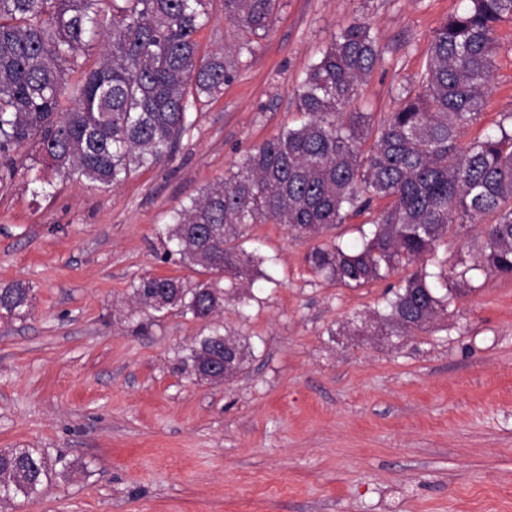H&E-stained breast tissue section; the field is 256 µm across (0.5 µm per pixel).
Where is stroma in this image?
<instances>
[{"label": "stroma", "instance_id": "35a3bbf8", "mask_svg": "<svg viewBox=\"0 0 512 512\" xmlns=\"http://www.w3.org/2000/svg\"><path fill=\"white\" fill-rule=\"evenodd\" d=\"M467 0H279L249 34L213 0L201 51L249 42L223 94L189 115L173 156L100 188L25 166L0 181V286L32 310L0 317V450L39 448L76 473L13 512H512V277L448 272V314L393 344L364 336L405 270L348 288L315 276L311 240L256 224L276 260L247 308L215 324L254 354L221 385L178 359L204 328L130 299L162 261L176 210L255 146L299 126L297 93L335 35L365 20L380 59L350 109L373 124L428 68L434 31ZM494 89L463 141L512 112V18L498 26ZM30 312V288L20 281L0 286V313L10 318L25 319Z\"/></svg>", "mask_w": 512, "mask_h": 512}]
</instances>
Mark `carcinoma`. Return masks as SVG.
Masks as SVG:
<instances>
[{
	"instance_id": "1",
	"label": "carcinoma",
	"mask_w": 512,
	"mask_h": 512,
	"mask_svg": "<svg viewBox=\"0 0 512 512\" xmlns=\"http://www.w3.org/2000/svg\"><path fill=\"white\" fill-rule=\"evenodd\" d=\"M209 0H0V164L11 172L34 145L61 179L100 187L124 181L133 168L169 158L202 99L221 93L234 60L225 51L199 54L196 33L209 21ZM224 17L249 33L269 28L277 0H223ZM512 17V0H468L434 32L429 64L404 89L400 109L377 128L348 107L380 58L369 25L357 20L312 65L297 95L306 120L254 147L223 181L209 185L162 231L165 256L205 275L201 280L146 277L135 302L164 292L167 309L210 322L230 296L245 305L255 276L272 257L244 248L254 224H284L319 239L349 216L384 200L370 233L355 244L317 243L311 271L349 288L410 266L385 315L364 321L374 335L414 336L448 313V275L419 267L439 245L480 226V252L490 273L512 276V113L497 132L462 145L492 89L497 24ZM98 48L94 65L81 59ZM31 312L30 288L0 286V313ZM239 373L249 342L212 327L182 350L178 369L198 381L203 355ZM71 462L48 461L38 448L0 455V483L10 500L37 496L67 482Z\"/></svg>"
}]
</instances>
